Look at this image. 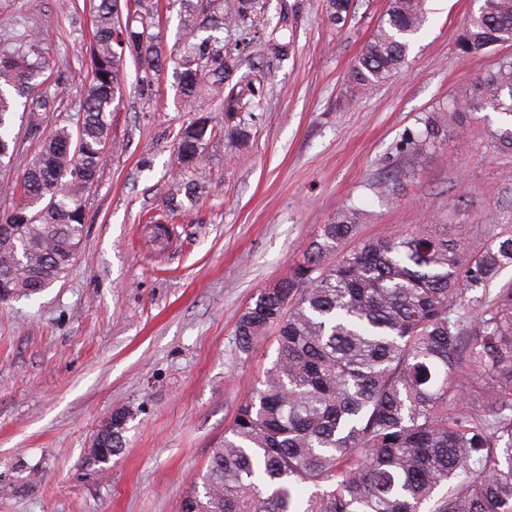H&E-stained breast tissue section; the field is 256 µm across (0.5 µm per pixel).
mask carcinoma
Listing matches in <instances>:
<instances>
[{
  "label": "carcinoma",
  "instance_id": "obj_1",
  "mask_svg": "<svg viewBox=\"0 0 512 512\" xmlns=\"http://www.w3.org/2000/svg\"><path fill=\"white\" fill-rule=\"evenodd\" d=\"M350 3L329 0V22L345 21ZM168 5L178 9L182 36L167 56L155 33L156 0L94 6L78 129L59 125L42 135L41 113L63 100L40 91L45 51L21 38L0 49V129L25 98L29 132L43 137L20 203L0 215V284L20 296L42 293L76 259L86 197L113 149L108 131L123 96V62L133 63L142 96L173 66L180 107L194 113L175 134L176 163L198 187V161L218 132L211 113H224L229 133L245 137L236 119L268 94L264 59L292 47L296 10L288 0L273 27L264 23L265 0ZM426 19V0H388L349 70V90L392 78ZM231 27L238 40L228 44L219 33ZM255 42L261 59L247 80L240 69ZM457 42L468 57L511 43L512 0H483ZM476 110L502 117L492 137L512 153V59L446 108L459 120ZM422 123L417 150L449 133L432 115ZM363 219L349 207L321 225L288 277L240 314L238 351L252 354L272 331L275 359L212 448L202 490L188 493L178 512H512V283L487 300L467 296L512 266V226L468 252L448 240L446 224L362 239ZM128 423L95 438L100 455L83 464L100 471L103 457L119 455Z\"/></svg>",
  "mask_w": 512,
  "mask_h": 512
}]
</instances>
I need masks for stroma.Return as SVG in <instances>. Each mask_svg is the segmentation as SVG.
Masks as SVG:
<instances>
[{
    "mask_svg": "<svg viewBox=\"0 0 512 512\" xmlns=\"http://www.w3.org/2000/svg\"><path fill=\"white\" fill-rule=\"evenodd\" d=\"M39 2L31 11L27 0H0V38L22 33L47 52L49 83L65 92L46 115L48 131L80 111L93 23L89 0ZM294 2L293 51L269 62L263 108L241 113L247 142L227 135L207 145L203 188L170 194L180 180L174 133L190 118L177 109L173 71L147 103L126 64L109 129L120 149L89 194L73 265L41 294L0 303V476L20 462L39 473L22 495L0 484V512H177L275 357L271 341L238 353L239 315L343 208L366 213L364 238L444 224L449 240L472 250L512 224V154L489 135L496 114L468 115L437 147L410 146L420 118L512 58V44L460 53L457 35L482 0H428L405 68L361 97L347 94L345 77L387 0H352L336 26L327 0ZM10 136L0 213L40 148L24 117ZM150 214L172 219L173 252L144 245ZM119 408L133 413L125 446L107 473H91L84 454Z\"/></svg>",
    "mask_w": 512,
    "mask_h": 512,
    "instance_id": "obj_1",
    "label": "stroma"
}]
</instances>
